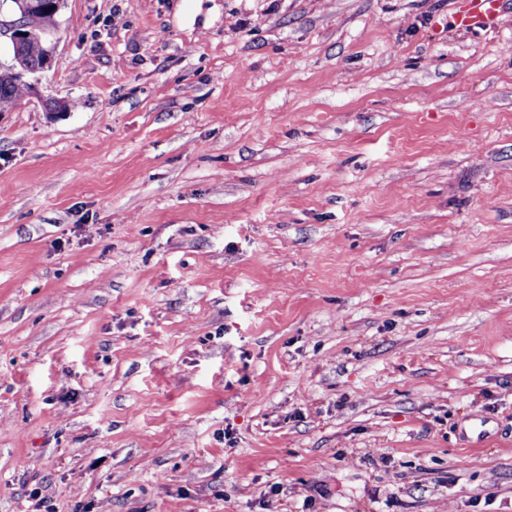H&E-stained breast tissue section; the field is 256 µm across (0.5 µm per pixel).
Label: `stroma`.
<instances>
[{
    "label": "stroma",
    "instance_id": "35a3bbf8",
    "mask_svg": "<svg viewBox=\"0 0 512 512\" xmlns=\"http://www.w3.org/2000/svg\"><path fill=\"white\" fill-rule=\"evenodd\" d=\"M466 2L62 0L0 114V512H512V12ZM505 5L512 7L511 0H467L466 9L457 13L454 20L460 27L471 30L492 27Z\"/></svg>",
    "mask_w": 512,
    "mask_h": 512
}]
</instances>
